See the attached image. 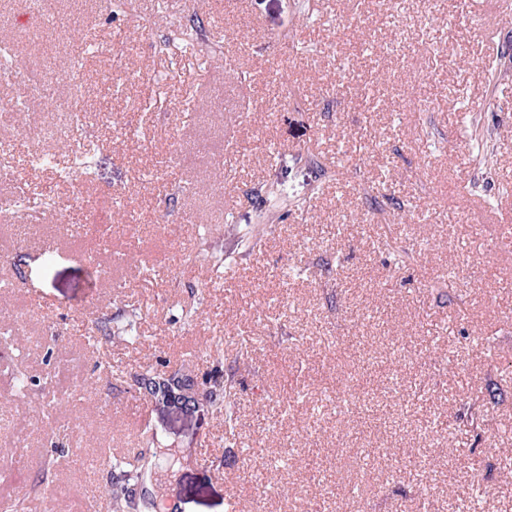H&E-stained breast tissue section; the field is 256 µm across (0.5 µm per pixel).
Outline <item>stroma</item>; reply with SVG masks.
<instances>
[{"mask_svg": "<svg viewBox=\"0 0 512 512\" xmlns=\"http://www.w3.org/2000/svg\"><path fill=\"white\" fill-rule=\"evenodd\" d=\"M294 2L137 0L132 18L54 0L45 44L30 0H0V42L24 67L51 61L49 98L0 139L32 152L56 127L67 162L78 146L55 101L76 82L97 130L84 180L0 156L14 174L0 200L18 184L56 200L35 231L0 209V361L33 380L0 395V453L26 451L0 503L108 512L100 463L148 429L181 458L156 482L180 512H453L470 479L487 490L476 512H512V252L490 247L512 227V0H319L314 24ZM191 21L209 68L158 52ZM209 247L236 270L217 288ZM135 307L139 344L86 339ZM478 329L486 343L469 344ZM222 365L234 445L222 413L132 382L154 367L199 386ZM436 419L452 443L428 437Z\"/></svg>", "mask_w": 512, "mask_h": 512, "instance_id": "obj_1", "label": "stroma"}]
</instances>
